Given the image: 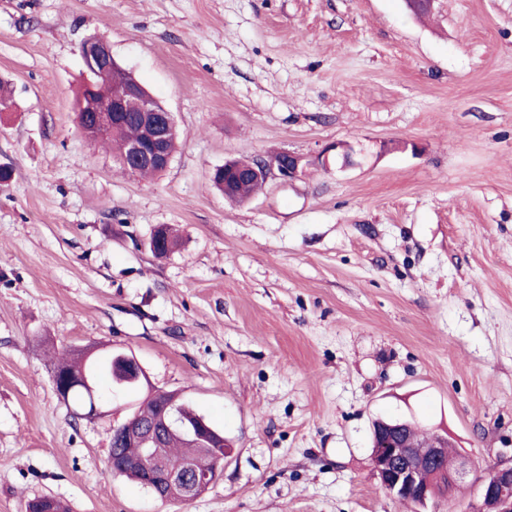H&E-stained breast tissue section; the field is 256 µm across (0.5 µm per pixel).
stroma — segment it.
I'll list each match as a JSON object with an SVG mask.
<instances>
[{
  "label": "stroma",
  "mask_w": 512,
  "mask_h": 512,
  "mask_svg": "<svg viewBox=\"0 0 512 512\" xmlns=\"http://www.w3.org/2000/svg\"><path fill=\"white\" fill-rule=\"evenodd\" d=\"M96 33L174 115L160 174L80 132ZM0 79V512H415L371 467L397 415L476 465L439 512L512 459V0L422 20L405 0H0ZM282 150L306 161L293 182L213 187ZM160 225L180 237L162 258ZM87 346L147 382L78 418L52 375ZM153 389L233 443L187 503L108 465ZM253 161H227L224 165L217 167V169L224 166L225 169L231 167L227 171L217 172L212 176V181L215 187L224 194V183L228 187V192L225 196L231 200H243L248 198L251 194L262 188L264 181L257 180L253 175H249L250 167Z\"/></svg>",
  "instance_id": "1"
}]
</instances>
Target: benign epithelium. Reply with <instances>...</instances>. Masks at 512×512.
Segmentation results:
<instances>
[{
	"instance_id": "7a95c632",
	"label": "benign epithelium",
	"mask_w": 512,
	"mask_h": 512,
	"mask_svg": "<svg viewBox=\"0 0 512 512\" xmlns=\"http://www.w3.org/2000/svg\"><path fill=\"white\" fill-rule=\"evenodd\" d=\"M80 53L86 72L105 68L112 81L110 100L97 102L90 99L82 105L83 111L95 116L91 129H82L84 135L92 140L105 137L132 112L141 128V138L126 146L121 158L122 168L131 174L141 167H151L159 173L165 171L174 158L171 143L177 138L173 114L117 62L106 37L91 35L85 38L80 45ZM302 168L301 157L283 151L267 160L257 161L253 171L260 178L274 176L287 183ZM120 368L139 383L145 379L133 355L121 357ZM403 423L401 418L390 419L377 430L371 453L373 471L391 498L425 508L435 500V496L429 495V487L421 482L424 469L435 471L445 493L465 482L475 464L462 453L448 456V439L441 435L426 446L424 457H419L414 439L403 432ZM176 431L201 436L202 441L214 448L215 465L199 466L188 462L176 468L169 466L163 453V440ZM112 437L135 443L141 448V455L135 459L112 460V471L117 473L129 467L145 469L144 487L163 502L190 501L198 488L211 486L229 453V449L215 444L205 426L190 425L172 412L149 426L133 414L113 428ZM469 512H512V463H500L480 479L477 498L470 505Z\"/></svg>"
}]
</instances>
